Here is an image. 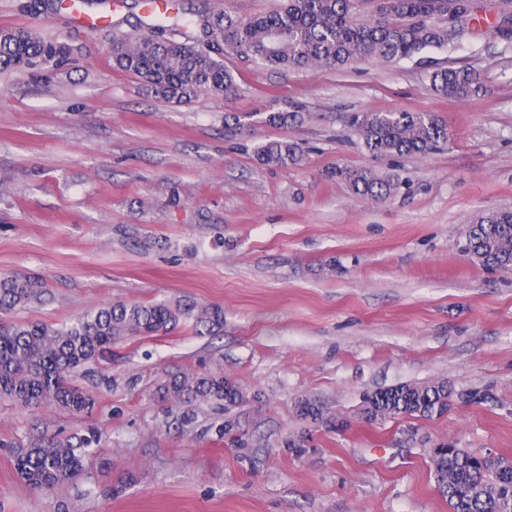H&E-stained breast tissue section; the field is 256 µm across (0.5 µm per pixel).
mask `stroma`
Listing matches in <instances>:
<instances>
[{
	"label": "stroma",
	"mask_w": 512,
	"mask_h": 512,
	"mask_svg": "<svg viewBox=\"0 0 512 512\" xmlns=\"http://www.w3.org/2000/svg\"><path fill=\"white\" fill-rule=\"evenodd\" d=\"M29 2L0 0V28L64 37L69 55L0 73V276L44 291L17 319L59 326L117 301L181 300L222 307L224 329L189 320L118 343L72 376L95 398L83 416L0 398V512H449L435 448L512 461V271L460 251L478 213L512 207V40L495 15L392 63L286 70L228 54L234 99L177 104L112 66L113 31L140 27L136 0L99 6L111 20L99 29ZM463 66L486 94L440 96L430 73ZM293 104L299 123L266 124ZM353 112H428L450 139L376 160ZM283 137L303 162L260 164L258 145ZM338 165L403 185L357 197L327 177ZM177 373L224 375L243 399L182 423L160 392ZM438 383L492 399L431 418L366 413L374 392ZM306 402L321 420L300 417ZM228 413L241 441L219 434ZM93 431L77 480L37 491L14 467L16 448L77 447Z\"/></svg>",
	"instance_id": "stroma-1"
}]
</instances>
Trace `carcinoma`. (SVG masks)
Returning <instances> with one entry per match:
<instances>
[{
  "mask_svg": "<svg viewBox=\"0 0 512 512\" xmlns=\"http://www.w3.org/2000/svg\"><path fill=\"white\" fill-rule=\"evenodd\" d=\"M456 20L435 18L440 0H278L268 11L239 16L208 3L185 8L167 2L161 13L146 11L150 35L112 34V66L141 78L156 94L177 103H191L203 94L230 100L238 93L224 55H247L283 69L340 68L358 61L391 62L411 58L427 48L461 42L478 12H512V0L483 4L457 0ZM66 61V45L26 29H0V72L42 71ZM438 93L463 99L484 90L476 70L443 67L431 75ZM302 113H267L269 125L288 127ZM350 127L375 158L426 155L448 142V127L428 113H355ZM264 165L286 167L303 160L300 146L288 139L271 140L256 149ZM330 177L355 196L386 200L399 192V178L381 176L373 168L338 166ZM461 252L473 262L495 270H512V209L479 213L462 235ZM32 281L0 277V396L24 407L56 404L73 414L95 405L92 395L71 383L78 368L112 354L126 338L165 333L181 320L212 329L224 327V310L194 303L116 302L83 313L59 327L5 315L40 299ZM163 397L179 409L180 418H195L199 402L224 408L242 397L238 387L221 374H177L161 388ZM482 404L490 394L480 390L456 396L441 383L426 387H396L367 397L370 415L410 414L428 417L448 410L452 400ZM85 447L55 441L34 445L15 456V469L34 490L84 472ZM436 474L448 497L450 512H512V463L450 445L435 454Z\"/></svg>",
  "mask_w": 512,
  "mask_h": 512,
  "instance_id": "cac0c4a2",
  "label": "carcinoma"
}]
</instances>
